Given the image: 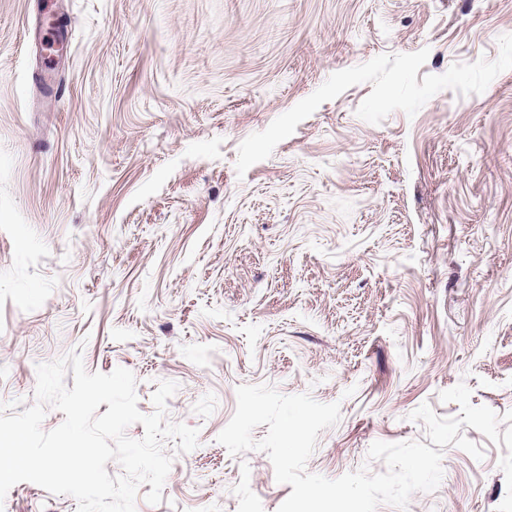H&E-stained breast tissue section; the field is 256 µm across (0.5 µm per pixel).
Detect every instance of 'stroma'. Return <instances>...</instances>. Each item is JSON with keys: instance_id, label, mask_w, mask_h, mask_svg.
<instances>
[{"instance_id": "35a3bbf8", "label": "stroma", "mask_w": 512, "mask_h": 512, "mask_svg": "<svg viewBox=\"0 0 512 512\" xmlns=\"http://www.w3.org/2000/svg\"><path fill=\"white\" fill-rule=\"evenodd\" d=\"M76 350L199 431L136 512H278L242 384L339 403L307 472L418 440L407 512H512V0H0V403Z\"/></svg>"}]
</instances>
